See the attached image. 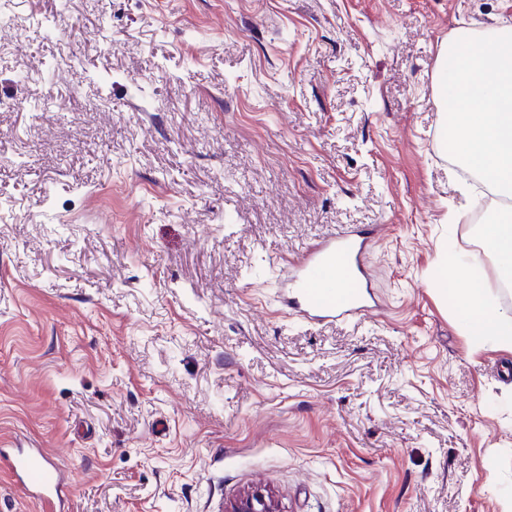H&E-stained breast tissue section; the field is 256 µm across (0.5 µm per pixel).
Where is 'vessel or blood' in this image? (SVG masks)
I'll return each instance as SVG.
<instances>
[{"label": "vessel or blood", "mask_w": 512, "mask_h": 512, "mask_svg": "<svg viewBox=\"0 0 512 512\" xmlns=\"http://www.w3.org/2000/svg\"><path fill=\"white\" fill-rule=\"evenodd\" d=\"M364 250L351 234L310 244L293 266L292 303L304 318L336 321L368 310L371 292L363 275ZM10 477L37 495L44 512H57L61 476L48 468L42 449L0 452Z\"/></svg>", "instance_id": "b4317fda"}]
</instances>
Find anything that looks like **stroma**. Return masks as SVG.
Instances as JSON below:
<instances>
[{
  "label": "stroma",
  "instance_id": "stroma-1",
  "mask_svg": "<svg viewBox=\"0 0 512 512\" xmlns=\"http://www.w3.org/2000/svg\"><path fill=\"white\" fill-rule=\"evenodd\" d=\"M0 448L64 512H506L512 351L438 294L487 190L436 59L512 0H0ZM51 103L31 108L34 98ZM361 230L375 310L279 283ZM0 459L10 477L28 484L38 496L44 511L58 512L57 501H60L58 490L61 476L56 469L46 466L41 448H33L21 453H6L1 450ZM225 512H284L277 495L264 488H252L240 493L224 507Z\"/></svg>",
  "mask_w": 512,
  "mask_h": 512
}]
</instances>
